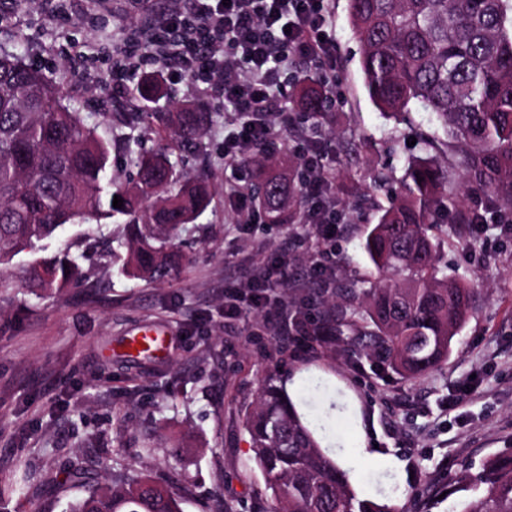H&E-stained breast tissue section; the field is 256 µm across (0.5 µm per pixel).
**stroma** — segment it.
Returning a JSON list of instances; mask_svg holds the SVG:
<instances>
[{
  "instance_id": "stroma-1",
  "label": "stroma",
  "mask_w": 512,
  "mask_h": 512,
  "mask_svg": "<svg viewBox=\"0 0 512 512\" xmlns=\"http://www.w3.org/2000/svg\"><path fill=\"white\" fill-rule=\"evenodd\" d=\"M331 5L333 44L316 77L330 99L319 153L343 225L335 246L283 253L292 235L311 239L312 226L292 233L264 223L258 210H230L229 195L251 192L258 151L225 166L228 117L214 101L213 126L172 156L178 170L209 182L212 196L180 229L189 261L170 279L128 276L118 249L91 262L79 286L37 294L21 279L31 253L15 256L13 284L0 288V483L28 478L33 486L22 498L1 496L0 512H65L62 470L74 459L101 476L117 469L151 475L181 497L184 512H209L217 498L224 512H272L276 502L243 416L274 368L297 377L291 396L299 405L315 404L330 456L360 444L376 449L352 486L398 512H448L461 467L477 470L486 459L512 455V216L444 243L442 267L474 288L476 306L448 359L414 379L383 372L375 356L335 357L302 337L279 335L269 312L224 318L225 285L247 281L277 252L286 266L275 291L300 317H317L303 285L320 254L333 260L338 278L367 286L373 267L361 247L365 232L400 190L409 160L431 155L424 137L442 133L436 116L419 106L401 120L376 108L363 86L348 0ZM136 20L128 0H103L90 12L72 0L49 12L0 10V47L53 79L110 144L116 192L135 178L120 117L140 106L136 87L152 68L125 76L120 102L104 78L128 49ZM75 41L89 48L86 81L74 77L66 54ZM127 221L121 214L81 218L46 247L78 255ZM148 326L172 336V351L159 362L126 364L123 342ZM464 386L469 394L449 407V395Z\"/></svg>"
}]
</instances>
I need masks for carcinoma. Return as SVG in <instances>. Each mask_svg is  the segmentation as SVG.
<instances>
[{
  "mask_svg": "<svg viewBox=\"0 0 512 512\" xmlns=\"http://www.w3.org/2000/svg\"><path fill=\"white\" fill-rule=\"evenodd\" d=\"M348 6L370 99L397 116L412 104L434 113L462 181L435 159L411 163L400 193L380 207L362 242L377 272L371 286L313 278L304 289L321 305L318 325L334 334L331 352H376L411 379L448 359L474 306V289L439 266L445 230L430 221L432 213L455 210L459 225L470 223L464 199L477 190L493 215L512 214V0H348ZM161 91L148 78L137 94L150 102ZM300 99L312 117L325 108L314 85L303 87ZM210 122L211 113L197 103L127 113V125L153 126L156 140L130 152L136 180L115 208L102 186L109 146L96 128L39 69L16 53L0 55V266L78 218L141 210L120 241L125 271L150 282L169 278L186 260L177 244L180 228L211 197L207 183L176 174L172 151L198 144ZM263 166L252 199L265 222L302 223L305 205L294 182L273 162ZM95 255L102 252L90 243L78 257L67 250L37 257L23 279L43 292L68 288L85 278L79 259ZM313 343L328 345L320 335ZM246 429L278 512H393L357 495L276 375L264 379ZM64 484L76 490L65 512H183L180 497L149 476L100 480L72 461ZM454 492L466 496L450 512H512V456L490 458L476 473L465 468Z\"/></svg>",
  "mask_w": 512,
  "mask_h": 512,
  "instance_id": "obj_1",
  "label": "carcinoma"
}]
</instances>
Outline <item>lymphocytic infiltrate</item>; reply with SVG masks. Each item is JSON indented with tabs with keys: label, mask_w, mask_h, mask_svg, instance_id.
I'll return each mask as SVG.
<instances>
[{
	"label": "lymphocytic infiltrate",
	"mask_w": 512,
	"mask_h": 512,
	"mask_svg": "<svg viewBox=\"0 0 512 512\" xmlns=\"http://www.w3.org/2000/svg\"><path fill=\"white\" fill-rule=\"evenodd\" d=\"M330 5L331 0H195L187 8L181 0H169L160 16L133 31L138 51L108 73L112 93L122 95L119 76L126 68L146 61L173 76H187L197 96L223 98L233 126L224 138V163L235 165L247 149L268 143L276 126L288 124L282 72L296 61L315 63L329 55ZM302 188L315 239L334 241L340 226L324 170L309 166ZM278 264L271 259L263 274L248 282L250 305L259 311L277 309L282 334L308 333V323L272 295Z\"/></svg>",
	"instance_id": "obj_1"
}]
</instances>
